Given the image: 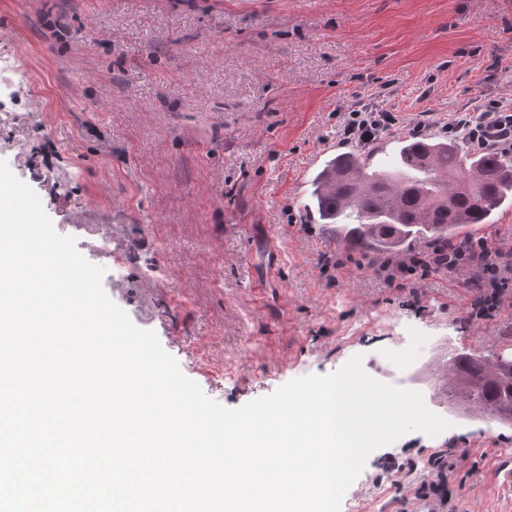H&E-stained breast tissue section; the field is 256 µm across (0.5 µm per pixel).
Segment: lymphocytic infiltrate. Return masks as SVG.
<instances>
[{
	"mask_svg": "<svg viewBox=\"0 0 512 512\" xmlns=\"http://www.w3.org/2000/svg\"><path fill=\"white\" fill-rule=\"evenodd\" d=\"M396 114L369 111L365 105L350 106L341 124L343 140L367 146L397 126ZM443 130L487 151L512 156V98L481 102L473 108L452 113ZM445 270L465 276L476 297L469 320L492 317L504 298L512 296V247L484 238L464 237L434 243L401 258L377 263L376 274L387 285L421 287L430 274Z\"/></svg>",
	"mask_w": 512,
	"mask_h": 512,
	"instance_id": "1",
	"label": "lymphocytic infiltrate"
}]
</instances>
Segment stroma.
<instances>
[{
  "instance_id": "obj_1",
  "label": "stroma",
  "mask_w": 512,
  "mask_h": 512,
  "mask_svg": "<svg viewBox=\"0 0 512 512\" xmlns=\"http://www.w3.org/2000/svg\"><path fill=\"white\" fill-rule=\"evenodd\" d=\"M0 57L19 69L0 72V159L52 223L81 225L90 262L111 232L129 264L105 292L209 398L234 409L362 355L449 427L374 450L340 512H411L436 461L447 512H512V426L450 405L435 375L449 347L512 343V306L467 323L462 277L387 286L304 210L347 105L438 139L448 113L512 96V0H0ZM402 336L426 342L404 377Z\"/></svg>"
}]
</instances>
